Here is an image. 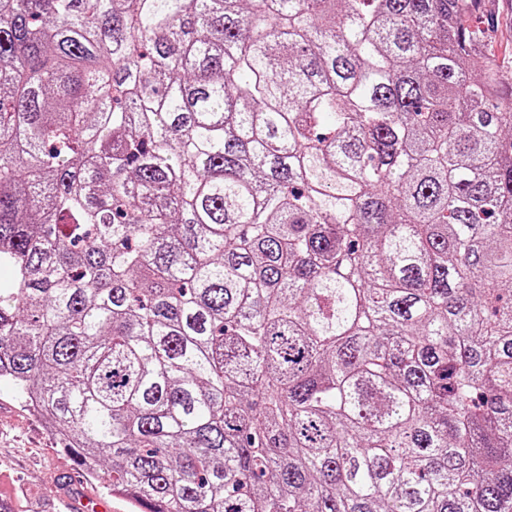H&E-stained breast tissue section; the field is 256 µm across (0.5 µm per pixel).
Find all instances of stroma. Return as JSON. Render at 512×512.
<instances>
[{
    "mask_svg": "<svg viewBox=\"0 0 512 512\" xmlns=\"http://www.w3.org/2000/svg\"><path fill=\"white\" fill-rule=\"evenodd\" d=\"M476 13L490 24L492 40L473 61V70L490 58L512 73V0H480ZM71 482L80 484L85 497L106 499L116 512H131L125 500L110 494L102 477L74 464L21 392L1 381L0 500L12 503L15 512H62L64 487Z\"/></svg>",
    "mask_w": 512,
    "mask_h": 512,
    "instance_id": "obj_1",
    "label": "stroma"
}]
</instances>
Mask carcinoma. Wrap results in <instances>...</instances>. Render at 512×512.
Returning <instances> with one entry per match:
<instances>
[{"label":"carcinoma","instance_id":"obj_1","mask_svg":"<svg viewBox=\"0 0 512 512\" xmlns=\"http://www.w3.org/2000/svg\"><path fill=\"white\" fill-rule=\"evenodd\" d=\"M469 6L0 0V379L138 512H512Z\"/></svg>","mask_w":512,"mask_h":512}]
</instances>
